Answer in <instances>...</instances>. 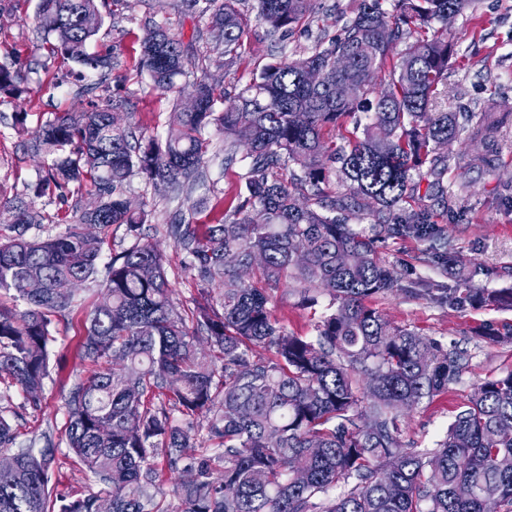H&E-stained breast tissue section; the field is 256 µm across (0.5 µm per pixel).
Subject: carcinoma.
<instances>
[{
    "label": "carcinoma",
    "mask_w": 512,
    "mask_h": 512,
    "mask_svg": "<svg viewBox=\"0 0 512 512\" xmlns=\"http://www.w3.org/2000/svg\"><path fill=\"white\" fill-rule=\"evenodd\" d=\"M99 2L39 0L37 27L49 59L69 64L66 78L116 67L111 53L90 51L103 22ZM237 2H189L208 16L218 68L244 48ZM313 2L255 0L253 8L268 34L284 37L310 22ZM467 2L358 0L338 35L267 64L222 111L219 85L191 79L192 44L148 27L140 65L153 87H193L194 106L176 105L162 140L122 123L123 101L110 96L80 112H53L33 131L27 113L14 115L28 150L48 160L36 196L62 198L75 185L100 198L97 210L75 209L72 226L44 240L26 237L43 223L41 211L0 200V224L10 231L0 239V291L26 304L0 309V373L33 405L50 374L53 318L74 298L55 285L97 275L112 225H126L137 242L106 262L104 297L78 347L80 360L99 370L65 399L68 457L98 492L54 498L55 449L22 450L0 472V512H98L102 499L111 512H485L487 500L512 512V371L480 384L436 447L405 443L402 419L448 389L460 357L366 304L403 290L401 279L371 237L336 217L368 207L387 234L439 242L427 262L459 267L466 284L448 302L512 308V288L473 284L477 268L458 259L426 208H403L422 179L440 184L449 161L464 169L493 162L512 115L488 113L465 127L439 105L452 45L436 24ZM311 70L322 74L317 85L306 80ZM0 92L21 98L20 72L1 64ZM346 118L351 135L328 141ZM211 127L224 134L228 160L246 147L247 195L218 224L196 219L198 202L190 218L168 225L201 290L188 323L171 297L166 254L140 240L152 211L131 206L120 190L141 173L158 194H191ZM464 134L486 153L441 152ZM336 182L346 194L329 199ZM217 279L215 299L209 285ZM288 284L303 305L330 298L311 336L288 331L267 308V293ZM205 439L215 447L196 453ZM166 471L182 474L173 503L160 488Z\"/></svg>",
    "instance_id": "1"
}]
</instances>
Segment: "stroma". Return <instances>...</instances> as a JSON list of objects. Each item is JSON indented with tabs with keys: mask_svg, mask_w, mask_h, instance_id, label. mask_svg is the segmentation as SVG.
I'll list each match as a JSON object with an SVG mask.
<instances>
[{
	"mask_svg": "<svg viewBox=\"0 0 512 512\" xmlns=\"http://www.w3.org/2000/svg\"><path fill=\"white\" fill-rule=\"evenodd\" d=\"M351 4L352 0H316L310 26L299 27L282 41L267 37L250 5H242L248 25L243 58L240 63L216 69L207 60V17L191 11L184 0H125L115 13H104L93 45L96 51L112 53L116 69L105 78L95 71L87 73L74 85L57 83L53 73L40 68L46 51L34 20L37 0H0V64L31 73V91L25 98L0 97V198L20 197L43 210L46 221L31 230L32 235L42 237L64 232L74 206L85 208L94 200L87 189L75 187L62 199L34 196L33 186L43 162L31 155L25 138L14 130L13 113H26L27 126L32 129L47 113L76 111L88 101L115 93L124 101L123 122L155 136L165 135L176 98L153 88L139 65L140 40L146 27L164 26L192 43L196 75L219 83L229 105L257 70L281 59L283 52L314 45L321 37L336 36ZM447 31L456 50L448 65L449 111L462 113L473 123L486 112L512 113V0H472L466 11L449 21ZM209 140L204 157L208 181L190 198L178 203L162 200L154 196L141 175L122 188L133 206L144 204L152 209L153 218L143 231L166 253L172 297L185 310L192 308L198 290L182 266L181 252L165 231L168 215L178 208L190 211L193 202L215 191L223 192L226 203L237 201L245 190L242 176L249 164L242 151L234 161L225 162L222 133L210 131ZM499 144L494 165L464 172L452 168L439 187L420 189L432 222L441 227L461 258L479 267L476 285L490 290L512 286V124L502 128ZM348 222L375 238L379 254L394 266L405 287L404 292L372 299V306L395 324L463 354L458 380L401 422L405 442L434 447L459 406L479 384L512 370V342L491 344L485 338L489 331L512 325V309L467 302L451 305L428 295H411V287L418 283L454 288L458 281L451 270L423 262L430 242L381 233L364 210L350 213ZM74 296L73 307L54 324L55 340L50 348L53 368L44 382L40 404H29L17 388L11 387L9 377L0 373V392L11 395L10 401H0V415L9 419L18 433L16 448L37 451L50 446L60 456L66 451L68 415L64 399L92 370L78 357L77 347L85 337L87 314L103 294L95 281L88 280L75 288ZM269 307L288 331L311 335L316 315L292 292L282 288L272 292Z\"/></svg>",
	"mask_w": 512,
	"mask_h": 512,
	"instance_id": "1",
	"label": "stroma"
}]
</instances>
